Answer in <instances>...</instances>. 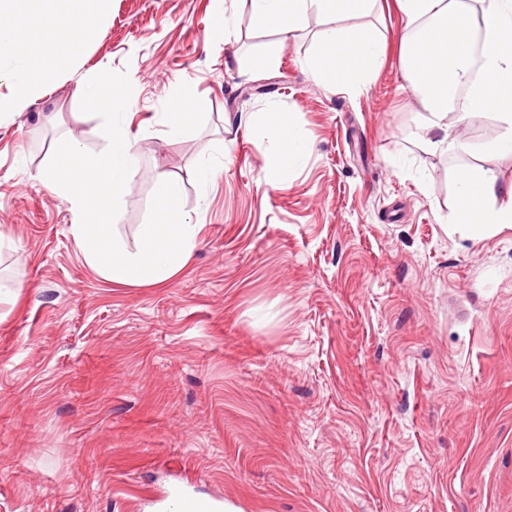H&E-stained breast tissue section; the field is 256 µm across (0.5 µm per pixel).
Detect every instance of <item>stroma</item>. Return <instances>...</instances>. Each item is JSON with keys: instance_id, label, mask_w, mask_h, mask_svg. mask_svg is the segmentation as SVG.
<instances>
[{"instance_id": "35a3bbf8", "label": "stroma", "mask_w": 512, "mask_h": 512, "mask_svg": "<svg viewBox=\"0 0 512 512\" xmlns=\"http://www.w3.org/2000/svg\"><path fill=\"white\" fill-rule=\"evenodd\" d=\"M249 16V0H112L49 93L18 104L0 78V229L18 245L0 284H26L0 293V512H512V228L446 227L452 169L507 187L512 156L418 147L396 0L350 22L386 49L357 93L306 67L333 19L283 40ZM105 70L132 85L142 164L118 233L135 244L159 172L201 227L157 286L93 270L37 178L60 140L104 150L79 89ZM186 90L197 119L166 137ZM281 115L312 150L270 187ZM207 160L222 169L203 190Z\"/></svg>"}]
</instances>
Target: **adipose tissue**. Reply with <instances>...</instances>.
Masks as SVG:
<instances>
[{"instance_id": "obj_1", "label": "adipose tissue", "mask_w": 512, "mask_h": 512, "mask_svg": "<svg viewBox=\"0 0 512 512\" xmlns=\"http://www.w3.org/2000/svg\"><path fill=\"white\" fill-rule=\"evenodd\" d=\"M375 0H250V24L295 35L311 12L339 20L326 29L308 62L318 82L336 81L360 91L380 70L383 48L367 30L346 20L368 14ZM406 18L402 68L421 105L418 139L429 150L447 148L448 129L489 116L499 131L467 152L512 155V0H398ZM112 0H0V64L9 63L15 97L50 90L72 64V47L87 42L111 14ZM275 140L262 178L280 183L299 168L310 145L292 124L268 128ZM455 231L482 238L512 227V187L501 188L493 170L463 165L453 172Z\"/></svg>"}]
</instances>
